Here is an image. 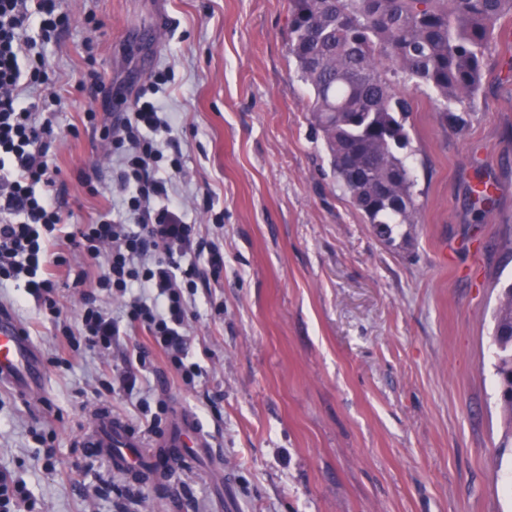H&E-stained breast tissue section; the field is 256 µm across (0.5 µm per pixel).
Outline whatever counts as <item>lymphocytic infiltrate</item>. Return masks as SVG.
I'll return each mask as SVG.
<instances>
[{"label": "lymphocytic infiltrate", "mask_w": 512, "mask_h": 512, "mask_svg": "<svg viewBox=\"0 0 512 512\" xmlns=\"http://www.w3.org/2000/svg\"><path fill=\"white\" fill-rule=\"evenodd\" d=\"M66 22L57 0H0V284H22L55 318L57 288L83 289L86 343L107 349L122 328L143 331L151 346L141 349V358L159 349L185 384H193L199 368L182 358L186 297L219 281L224 252L186 222L182 201L169 193L183 166L156 99L159 77L112 125L110 143L122 157L119 183L134 223L66 224L58 202L64 178L49 155L61 133L51 109L58 98L25 96L19 65L27 56L31 85H47L42 46ZM32 30L38 38H29ZM90 265L96 276L88 275ZM99 290L124 297L122 318L98 305Z\"/></svg>", "instance_id": "1"}]
</instances>
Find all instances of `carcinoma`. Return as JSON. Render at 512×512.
I'll use <instances>...</instances> for the list:
<instances>
[{
	"mask_svg": "<svg viewBox=\"0 0 512 512\" xmlns=\"http://www.w3.org/2000/svg\"><path fill=\"white\" fill-rule=\"evenodd\" d=\"M512 0H290L288 50L309 86L312 124L333 177L373 233L394 243L418 223L409 86L435 94L464 129ZM495 369L512 409V285L494 315Z\"/></svg>",
	"mask_w": 512,
	"mask_h": 512,
	"instance_id": "1",
	"label": "carcinoma"
}]
</instances>
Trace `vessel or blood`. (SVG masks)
<instances>
[{"mask_svg":"<svg viewBox=\"0 0 512 512\" xmlns=\"http://www.w3.org/2000/svg\"><path fill=\"white\" fill-rule=\"evenodd\" d=\"M44 384L45 370L37 351L22 326L10 313L0 309V385L29 396L41 391ZM83 445L111 459L115 467L131 468L139 462L135 450L142 447L143 441L104 409L95 417ZM210 445L208 435L196 419L180 413L168 428L152 439L154 478L166 479L175 465L186 458L188 449Z\"/></svg>","mask_w":512,"mask_h":512,"instance_id":"vessel-or-blood-1","label":"vessel or blood"}]
</instances>
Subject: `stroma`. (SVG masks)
Wrapping results in <instances>:
<instances>
[{"mask_svg":"<svg viewBox=\"0 0 512 512\" xmlns=\"http://www.w3.org/2000/svg\"><path fill=\"white\" fill-rule=\"evenodd\" d=\"M60 7L71 23L45 55L57 123L77 130L53 145L69 223L130 222L102 132L164 75L156 98L183 164L173 191L186 222L223 241L224 285L188 299L194 385L155 349L134 388L110 391L101 379L135 364L145 336L61 351L79 291L58 289L55 320L0 286L46 373L32 399L0 386V472L24 480L32 512H512V410L492 344L512 284V20L465 131L438 122L428 87L412 90L419 222L389 245L330 173L288 52L289 0ZM91 68L94 93L78 88ZM479 171L497 191L478 222ZM144 399L166 407L141 413ZM103 407L146 440L188 410L212 446L162 484L114 470L81 445ZM38 421L49 463L29 432Z\"/></svg>","mask_w":512,"mask_h":512,"instance_id":"35a3bbf8","label":"stroma"}]
</instances>
